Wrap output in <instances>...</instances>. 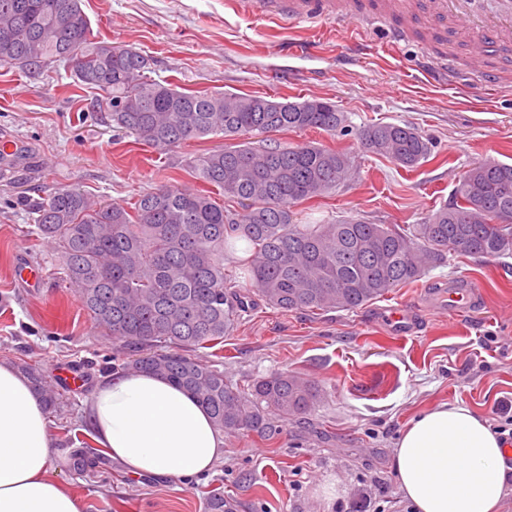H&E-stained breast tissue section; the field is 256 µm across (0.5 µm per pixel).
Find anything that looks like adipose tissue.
I'll return each instance as SVG.
<instances>
[{"label":"adipose tissue","instance_id":"1","mask_svg":"<svg viewBox=\"0 0 512 512\" xmlns=\"http://www.w3.org/2000/svg\"><path fill=\"white\" fill-rule=\"evenodd\" d=\"M88 415L99 443L129 473L175 479L209 470L224 437L197 399L147 372L98 387ZM49 420L29 379L0 363V512H81L80 502L50 474ZM394 469L415 512H500L503 445L486 419L440 404L410 420Z\"/></svg>","mask_w":512,"mask_h":512}]
</instances>
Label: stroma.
Segmentation results:
<instances>
[{"mask_svg": "<svg viewBox=\"0 0 512 512\" xmlns=\"http://www.w3.org/2000/svg\"><path fill=\"white\" fill-rule=\"evenodd\" d=\"M95 35L133 46L152 60V79L188 90L327 99L347 117V132L273 133L288 144L314 142L346 151L349 179L294 208L299 224L358 216L408 227L449 204L472 165L512 161V65L502 67L507 90L494 96L474 76L453 86L430 84L417 39L387 46L380 23L352 31L301 23L284 29L234 14L226 0H82ZM314 39L315 54L284 52L291 40ZM359 40L363 58L347 62L344 45ZM284 72L269 86L267 75ZM96 99L65 69L33 79L0 67V362L35 366L56 385L49 412L56 450L51 475L76 495L81 512H206L210 494L236 500L239 512H351L362 496L385 512H403L394 468L396 443L409 421L448 403L491 418L512 401V255L448 256L417 281L354 311L283 312L256 302L223 348L192 357L246 388L277 371L319 389L313 409L288 420L281 435L225 436L224 456L187 479L135 477L104 452L88 419L96 388L112 375L117 343L103 335L65 280L61 258L36 235L32 205L54 189L79 185L95 198L131 205L158 185L196 188L180 155L165 157L109 127ZM377 122L416 127L433 144L413 169L363 150L357 129ZM39 272L30 286L19 269ZM437 288H469L471 312L435 307ZM402 306L413 335L386 322ZM64 370L83 383L57 386ZM91 463L73 467L72 453Z\"/></svg>", "mask_w": 512, "mask_h": 512, "instance_id": "stroma-1", "label": "stroma"}]
</instances>
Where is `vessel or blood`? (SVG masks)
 <instances>
[{
	"label": "vessel or blood",
	"mask_w": 512,
	"mask_h": 512,
	"mask_svg": "<svg viewBox=\"0 0 512 512\" xmlns=\"http://www.w3.org/2000/svg\"><path fill=\"white\" fill-rule=\"evenodd\" d=\"M240 16L256 18L280 25L316 19L333 21L338 28H355L362 23L384 19L389 36L398 43L408 38V22L425 19L433 35L442 36L449 24L466 28L474 37L469 55L472 73L481 83L495 89L499 71L492 67L498 52L512 45V0H370L365 14L353 13L348 0H227ZM459 72L452 56L426 58L424 74L430 82L443 83ZM436 305L460 313L471 305L468 291H439Z\"/></svg>",
	"instance_id": "obj_1"
}]
</instances>
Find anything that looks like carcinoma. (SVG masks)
<instances>
[{
  "instance_id": "carcinoma-1",
  "label": "carcinoma",
  "mask_w": 512,
  "mask_h": 512,
  "mask_svg": "<svg viewBox=\"0 0 512 512\" xmlns=\"http://www.w3.org/2000/svg\"><path fill=\"white\" fill-rule=\"evenodd\" d=\"M60 64L102 93L98 107L119 132L158 154L208 136L225 140L182 159L206 190L159 185L124 207L67 186L31 214L37 233L55 244L69 287L122 344V371L152 372L187 390L221 433L273 439L284 419L307 414L316 401L314 384L294 374L272 373L245 391L188 356L224 344L255 300L285 311H353L418 280L448 254L512 255V163L473 165L454 200L410 231L354 217L296 224L291 207L343 183L350 157L312 142L284 146L268 134L341 131L346 116L335 104L284 100L272 110L257 95L185 92L148 76L143 52L95 39L81 0H0V66L38 77ZM358 139L405 168L432 149L411 125L372 123ZM232 238L251 247L239 261L248 288L227 284L224 251ZM24 372L53 408V389L33 369ZM207 509L236 512V505L216 492Z\"/></svg>"
}]
</instances>
